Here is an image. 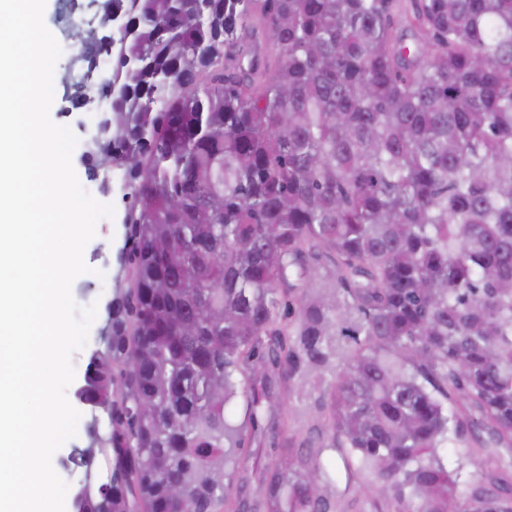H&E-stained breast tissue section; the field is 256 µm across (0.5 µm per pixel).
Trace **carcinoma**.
<instances>
[{
    "label": "carcinoma",
    "instance_id": "1",
    "mask_svg": "<svg viewBox=\"0 0 512 512\" xmlns=\"http://www.w3.org/2000/svg\"><path fill=\"white\" fill-rule=\"evenodd\" d=\"M60 78L109 112L126 287L79 402L77 512H512V0H89ZM321 425L273 405L295 384ZM466 445L448 462L443 449ZM274 447L271 437L260 436V433H258V438L255 440L249 430L244 448L241 450V457L250 469L254 466H264L274 459L276 452Z\"/></svg>",
    "mask_w": 512,
    "mask_h": 512
}]
</instances>
